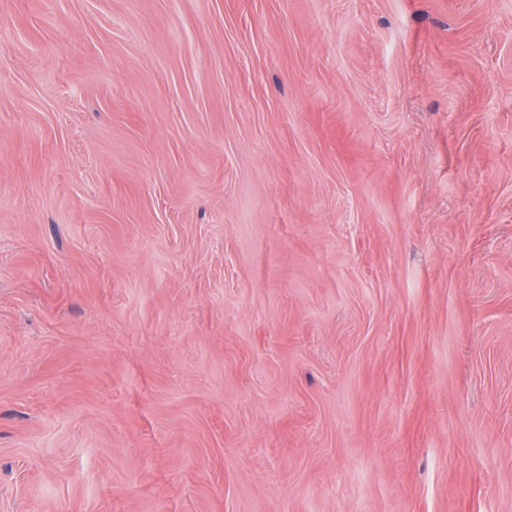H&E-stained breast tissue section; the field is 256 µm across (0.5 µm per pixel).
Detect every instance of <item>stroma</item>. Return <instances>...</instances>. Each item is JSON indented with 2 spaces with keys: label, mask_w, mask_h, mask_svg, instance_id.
<instances>
[{
  "label": "stroma",
  "mask_w": 512,
  "mask_h": 512,
  "mask_svg": "<svg viewBox=\"0 0 512 512\" xmlns=\"http://www.w3.org/2000/svg\"><path fill=\"white\" fill-rule=\"evenodd\" d=\"M0 512H512V0H0Z\"/></svg>",
  "instance_id": "stroma-1"
}]
</instances>
